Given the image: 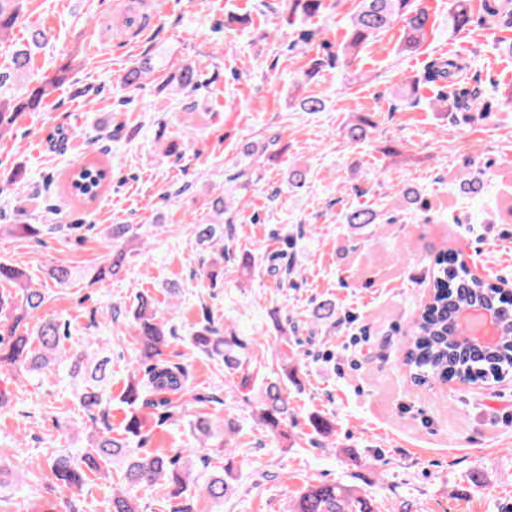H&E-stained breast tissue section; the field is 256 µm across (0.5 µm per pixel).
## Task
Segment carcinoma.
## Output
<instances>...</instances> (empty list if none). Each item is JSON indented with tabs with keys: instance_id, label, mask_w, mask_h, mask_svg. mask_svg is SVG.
<instances>
[{
	"instance_id": "1",
	"label": "carcinoma",
	"mask_w": 512,
	"mask_h": 512,
	"mask_svg": "<svg viewBox=\"0 0 512 512\" xmlns=\"http://www.w3.org/2000/svg\"><path fill=\"white\" fill-rule=\"evenodd\" d=\"M24 0H0V40L10 35L18 25ZM324 9V0H288V17L301 14L312 17ZM483 22L489 26L512 27V0H484ZM397 20L404 23L400 51L414 53L424 42L432 26L428 10L416 4V0H358L350 17L347 38L336 52L327 56H315L304 71L305 79L296 83L301 88L326 68H336L355 56L366 44L386 32ZM473 22L469 0H454L448 13V23L455 29H463ZM28 49H20L13 58V69L0 72V88L14 81V75L25 70L30 63ZM157 69L153 59L142 58L124 74L121 83L125 90L136 92L143 81ZM468 69L465 61L456 58H436L430 62L424 75L405 84L403 94L413 96L421 83L440 85L448 89L441 97L450 112H485L488 110L482 89L473 86L461 89L463 74ZM73 70L72 61L61 63L55 75L47 81L27 84L15 93L4 96L0 92V139L8 136L17 117L41 104L61 84L68 80ZM200 73L191 66L179 67L166 83L176 82L183 91H193L199 86ZM295 104L304 112H320L324 103L319 96L306 92L295 98ZM110 161L91 159L79 163L69 177L67 189L82 204L97 200L108 185ZM217 217L213 224H195L192 233L203 249L211 252L205 278L209 287L224 285V213L228 212L224 197L211 201ZM345 222L354 226L377 223L375 210L357 207L345 215ZM59 229L55 224H1L0 235L38 237L44 232ZM112 242L102 266L94 271L79 272L70 266L49 267L47 274L61 287L70 285L77 277L96 283L120 272L131 255L132 244L147 243L133 224H110L104 230ZM0 281L14 285V297H0V369L15 368L33 375H47L62 364L69 366L68 384L73 389L80 406L88 414L106 420L109 382L106 373L108 359L98 358L104 347L92 337L86 339L82 349L72 353L63 348V340L69 338L66 328L52 319H42L39 312L47 302L46 291L32 278L16 267L0 262ZM480 305L502 319L503 335L496 345L482 350L460 341L456 317L466 308ZM133 338L142 346L143 362L131 375L123 401L129 414L123 436L111 435L108 427L96 428L89 435V452L59 455L51 463V475L68 488L82 490L84 471L82 464L91 461L92 471L100 470L98 461H115L121 469V480L127 485L158 481L172 485L169 497L181 503L173 512H195L192 498L186 496L190 486L191 460L185 453L193 448H174L171 454H146L132 447L133 439L144 442L142 437L145 418L144 408L160 411V416L170 419L181 412L179 401L189 393V371L181 364L163 358V347L171 331L168 320L157 306L155 299L143 292L136 295L131 307ZM34 320V328L25 327ZM193 345L204 355L224 364L232 375L241 376V384L247 385L251 371L245 367V344L235 336H224L221 328L209 314H204L200 327L192 334ZM403 364L411 378L420 384L446 382L456 378L462 382L498 379L512 372V293L474 276L466 264L454 253L446 252L435 260L432 292L413 321L407 337ZM260 421L274 433L284 434L291 411L285 380L265 382L261 388ZM236 432L233 422H214L207 414L200 413L193 421V433L201 447H224V434ZM225 474H216L202 488L204 495L222 502L231 490ZM108 512H142L135 505L128 491L112 488ZM293 512H374L370 500L350 486L340 483L310 482L293 505Z\"/></svg>"
}]
</instances>
